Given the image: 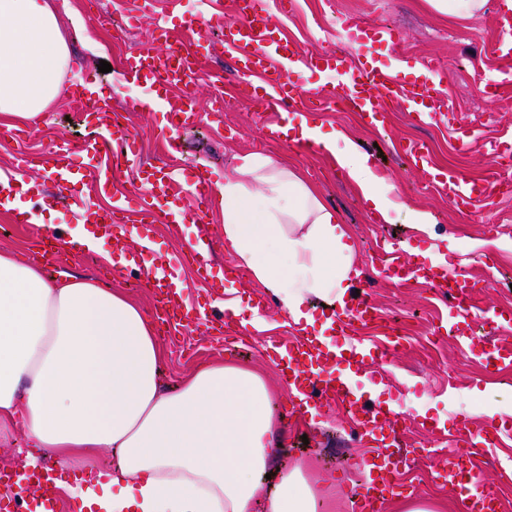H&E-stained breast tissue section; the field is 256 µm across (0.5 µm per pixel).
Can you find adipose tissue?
Listing matches in <instances>:
<instances>
[{
  "mask_svg": "<svg viewBox=\"0 0 512 512\" xmlns=\"http://www.w3.org/2000/svg\"><path fill=\"white\" fill-rule=\"evenodd\" d=\"M475 19L512 13V0H425ZM71 70L53 0H0V119L38 121ZM390 220L391 185L344 132L319 140ZM224 248L266 288L299 332L316 305L343 304L359 272L335 209L273 155L239 156L225 177ZM154 322L125 293L0 251V437L20 423L25 466L51 454L78 512H324L302 464L261 480L284 452L285 431L263 373L229 360L199 366L175 387L160 378ZM112 452L108 467L93 464Z\"/></svg>",
  "mask_w": 512,
  "mask_h": 512,
  "instance_id": "obj_1",
  "label": "adipose tissue"
}]
</instances>
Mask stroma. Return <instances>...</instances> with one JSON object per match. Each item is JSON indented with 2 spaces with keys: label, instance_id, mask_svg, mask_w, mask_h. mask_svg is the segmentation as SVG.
<instances>
[{
  "label": "stroma",
  "instance_id": "stroma-1",
  "mask_svg": "<svg viewBox=\"0 0 512 512\" xmlns=\"http://www.w3.org/2000/svg\"><path fill=\"white\" fill-rule=\"evenodd\" d=\"M129 2L56 0L60 28L72 55L73 77L65 81L61 96L49 109L54 124L36 121L8 126L5 137H0L1 170L12 169L20 150H45L59 135L77 142L84 139L86 132L77 118L70 116L69 107L76 92L74 78L89 75L101 77L104 85L111 87L113 110L125 114L137 136L144 164L154 163L159 148L150 130L160 125L161 114L129 111L127 100L142 96V89L124 86L115 69L100 73L98 65L104 60L115 66L129 45L155 46L157 26L180 32L184 19L202 12L203 6L198 0H182L177 13L146 17L132 25L126 18ZM263 4L273 24L296 40L305 53L345 46L340 20L346 16L366 29L375 25L395 28L401 34L400 42L375 45V58L395 66L401 74L428 59L445 66L447 99L443 113L428 124L416 125L402 108H395L389 115L390 128L384 133L360 124L348 112L330 109L311 116L321 133L344 129L368 154L374 172L393 185L392 199L400 209L393 213L391 222H371V212L360 190L333 165L320 145L263 135L250 104L236 98L224 105L223 126L204 125L182 134V149L174 159L183 188L181 202L194 204L192 184L197 174L211 178L232 174L238 156L246 153L281 157L319 187L324 202L335 207L355 240L358 270L370 275L365 289L381 320L365 328L363 338L376 345L387 341L385 326L389 323L396 324L401 335L394 354L366 361L360 383L368 387L375 400L396 403L399 412L436 420L443 426L442 431L428 433L412 425L401 480L412 495L446 501L447 512H462L460 502L448 488L434 481L432 471L439 455L454 450L453 434L461 415L469 416L474 430L490 419L512 422V374L489 376L479 361L483 350L507 335L506 330L488 322L487 316L512 308V196L495 197L488 207L479 203L468 211H459L447 196L423 188L418 172L402 157L399 145L408 140L423 141L437 165L461 168L472 178L496 172L498 152L512 148V98L491 104L484 94V84L502 72L512 71V60L499 59L491 52L500 36L495 16L483 15V28L478 31L473 22L440 15L423 0H295L293 9L285 14L277 10L274 0H263ZM90 11L100 19L92 29L84 25ZM459 122L473 132V142L466 149L458 145L453 132ZM20 200L31 221L16 224L10 215L0 212V249H12L28 257L34 242L49 228L67 237L77 230L79 213L68 206L56 188L46 187L39 196L24 194ZM411 209L430 211L436 220L433 230L427 232L411 224L407 215ZM491 223L500 225V233L489 234L487 226ZM223 225V212L213 209L199 223L151 226L150 248L136 250L135 267L125 268L119 276L113 275L106 259L111 250L106 241L98 252L67 255L61 262L50 263L47 271L90 276L103 287L124 289L149 311L153 298L143 274L167 262L184 285L188 305L200 307L208 299L205 285L196 278L191 265L175 263L174 258L187 241L196 237L223 239ZM389 239L403 255L418 262L447 257L452 268L465 271L477 282L474 305L486 321L484 332L464 344L434 334L433 325L447 316L448 304L423 283L412 280L399 286L386 282L378 271L380 261L375 248L377 242ZM235 294L247 306L241 314L243 324L237 329L242 346L228 352L204 331L191 327L168 329L160 340L164 352L161 379L165 384L175 385L185 374L217 358L259 368L269 381L278 382L266 348L273 341L296 339L297 332L274 304L263 311L261 326L251 325L250 306L268 296L252 278H244ZM273 409L283 416L287 426L286 463L302 464L310 480L323 485L331 512H353L350 489L364 476L356 466L364 448L352 433L343 408H327L323 422L311 428L290 416L287 395H280ZM511 459L512 437H502L498 446L481 451L480 475L486 484L499 486L502 512H512V483L499 484L498 475L501 464Z\"/></svg>",
  "mask_w": 512,
  "mask_h": 512
}]
</instances>
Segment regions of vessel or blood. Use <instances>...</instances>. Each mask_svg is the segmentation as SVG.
<instances>
[{
  "label": "vessel or blood",
  "instance_id": "obj_1",
  "mask_svg": "<svg viewBox=\"0 0 512 512\" xmlns=\"http://www.w3.org/2000/svg\"><path fill=\"white\" fill-rule=\"evenodd\" d=\"M203 16L208 23L223 25L226 53L235 58L237 72L248 75L252 93L250 98L255 115L266 129L293 115H304L307 105L299 94L298 81L305 72L335 73L341 76L337 95L346 107L356 113L367 126L376 128L386 124L392 106L404 103L412 120L427 123L436 117L440 101L446 93L444 72L435 66L426 67L422 81L407 83L391 67L376 61L371 53L351 52L345 49L330 53L304 55L294 43L272 32L266 11L259 0H238L237 16L224 17L223 0H204ZM210 54L203 44L166 38L161 51L129 56L121 68L124 83L144 86L149 96L133 98L129 106L136 112L152 111L158 103H166L165 123L158 129L170 153H179L181 132L193 128L199 121L193 97L171 99L172 88L192 79L202 70L204 59ZM74 104L83 113L92 132L79 144L68 141L53 142L50 150L40 153L45 173L54 175L61 189L80 182L85 171L96 174L99 193L110 195L115 174L104 163L112 146L125 149L127 165L137 168L141 159L130 145V134L111 116V107L98 90L85 88L74 97ZM405 154L420 171L423 179L439 192L447 195L458 209L466 210L476 202L492 195L512 193V183L502 180L473 182L452 170H440L428 161L424 143H408ZM82 156V164H75L74 156ZM31 162L28 155H20L13 175L0 178V206L8 205L17 192L24 188L16 179L17 171ZM177 175L169 166L154 167L143 186L133 193L113 197L110 206L90 212L88 222L97 224L104 237L111 239L114 249L128 247L129 220L141 226L151 224H183L189 213L172 203ZM222 180L198 177L192 189L201 206L213 208L220 202ZM187 254L197 266L200 276H207L215 243L209 237L197 238L186 246ZM381 266L387 277L395 281L416 277L430 282L448 297V330L461 339L472 334L474 319L468 301L476 285L462 272L449 269L447 263L432 262L413 265L403 260L395 248H388L381 257ZM159 303L165 324L195 323L207 331L231 328L235 314L231 309H215L212 313L190 310L183 305L182 290L167 276L153 275L148 279ZM375 308L368 296H351L344 307L326 316L327 338L309 336L279 345L274 364L283 374L288 386L293 414L309 425H317L323 410L332 405L343 406L353 431L364 442L368 454L365 464L378 469L380 481L364 480L356 488L355 512H383L389 498L399 487L397 477L404 462L402 447L408 433V418L402 417L393 406L370 403L359 392L353 381L371 353V346L357 336V327L371 322ZM484 368L504 371L512 368V345L499 344L481 356ZM499 431L472 433L460 426L455 437L456 450L442 460L435 472L437 479L452 487L458 494L464 512H499L500 498L494 488L484 486L474 459L478 449L497 444ZM37 484L41 496L40 512H57V491L49 472L32 470L25 473L0 471V512H16L18 499L13 493L21 482Z\"/></svg>",
  "mask_w": 512,
  "mask_h": 512
}]
</instances>
